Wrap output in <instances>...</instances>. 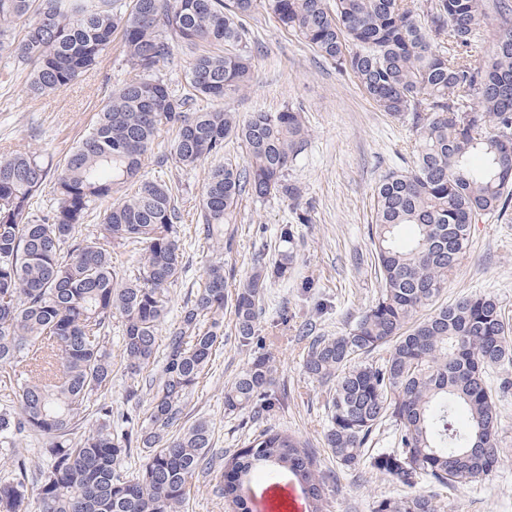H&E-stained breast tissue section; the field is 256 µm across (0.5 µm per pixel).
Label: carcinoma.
Returning a JSON list of instances; mask_svg holds the SVG:
<instances>
[{"instance_id": "obj_1", "label": "carcinoma", "mask_w": 512, "mask_h": 512, "mask_svg": "<svg viewBox=\"0 0 512 512\" xmlns=\"http://www.w3.org/2000/svg\"><path fill=\"white\" fill-rule=\"evenodd\" d=\"M257 0H0V59L30 66L34 95L57 91L94 66L119 30L126 62L139 77L112 91L86 135L55 170L35 152L0 157V368L17 404L0 409V445L40 435L46 466L31 479L26 459L0 479V512H186L188 486L207 470L225 497L248 512L241 494L251 472L292 475L305 486L311 512H322L324 484L309 444L266 429L209 466L211 427L182 424L189 395L224 340L231 306L241 347L262 345L264 291L288 274L289 248L254 267L234 293L224 257L211 259L195 300L156 357L168 287L182 262L179 187L143 180L131 196L99 212L100 232L81 226L96 204L139 178L163 127L176 131L166 159L194 169L245 147L244 164L208 170L198 223L225 240L240 199L284 197L300 188L290 171L307 146L303 109L242 117L230 100L254 78L245 18ZM278 21L325 61L352 74L376 108L411 122L418 144L410 164L385 172L374 188L369 237L381 290L353 328L315 339L303 359L312 378L333 382L325 445L349 470L370 466L411 489L418 481L449 488L483 480L500 466L501 414L488 369L512 362V337L488 295L435 304L469 248L478 216L506 211L512 198V4L509 0H265ZM497 22L490 51L472 59L481 23ZM209 46L193 55L186 86L175 91L156 71L174 44ZM225 106L199 112V98ZM54 178L56 205L33 200ZM132 247L127 270L112 253ZM122 327V358L134 378L161 361L149 381L150 403L135 439L112 432V406L78 440L92 396L112 384V319ZM380 350L379 364L367 358ZM274 365L261 354L224 388V409L258 415L283 407L271 386ZM390 425L388 447L367 450ZM136 448L135 474L121 469ZM374 512H439L435 497L411 494L378 502Z\"/></svg>"}]
</instances>
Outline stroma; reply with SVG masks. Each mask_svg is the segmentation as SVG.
I'll return each instance as SVG.
<instances>
[{
	"instance_id": "1",
	"label": "stroma",
	"mask_w": 512,
	"mask_h": 512,
	"mask_svg": "<svg viewBox=\"0 0 512 512\" xmlns=\"http://www.w3.org/2000/svg\"><path fill=\"white\" fill-rule=\"evenodd\" d=\"M255 60L251 86L231 102L235 111L281 110L300 104L309 130L306 150L291 172L301 188L297 201L243 197L237 221L225 225L233 248L199 231L196 206L208 171L201 165L183 171L159 166L176 136L162 129L144 162L145 178L159 174L180 185L178 205L183 268L169 288L164 329L177 326L183 307L197 293L205 266L216 253L224 255L229 288H237L258 263L270 264L282 248L280 232L292 234L293 263L285 278L268 288L259 319L262 351L275 367L274 391H287L288 402L265 417L244 410H224V388L251 362L253 351L237 342L232 308L224 310V345L204 371V380L189 397L185 424L208 421L212 427L211 454L222 463L226 454L245 447L253 433L266 428L302 435L311 446L317 467L328 482L326 512H373L383 499H396L404 486L371 467L350 472L325 446L330 384L309 377L302 359L319 336H337L351 328L374 302L381 286L375 252L368 236L373 215V187L388 169L409 160L414 132L409 121L378 111L350 74L338 71L305 42L279 25L265 4H258L246 21ZM124 61L121 35L112 41L97 66L63 89L48 95L28 90V74H0V155L33 151L50 165L60 164L67 152L94 123L102 102L112 90L135 78ZM309 213L299 223L298 210ZM488 294L499 302L512 324V206L501 216L473 220L469 249L441 293L446 305L467 295ZM121 334L112 332V387L93 396V404L112 407V427L125 430L126 419H141L149 393L139 403L127 400L131 380L121 360ZM501 411L498 441L501 465L489 480L457 485L445 512H512V387L498 396Z\"/></svg>"
}]
</instances>
